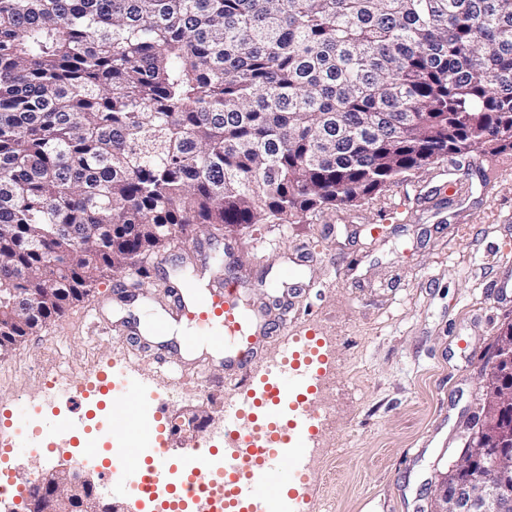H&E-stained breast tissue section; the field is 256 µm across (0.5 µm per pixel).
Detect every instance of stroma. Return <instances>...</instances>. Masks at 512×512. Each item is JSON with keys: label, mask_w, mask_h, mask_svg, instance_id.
<instances>
[{"label": "stroma", "mask_w": 512, "mask_h": 512, "mask_svg": "<svg viewBox=\"0 0 512 512\" xmlns=\"http://www.w3.org/2000/svg\"><path fill=\"white\" fill-rule=\"evenodd\" d=\"M455 193H448L449 185ZM512 261V152L448 156L350 207L295 224H255L214 242L199 236L158 257L152 288L129 296L109 276L84 301L0 358V412L26 444L52 421L93 419L94 447L116 423L111 405L55 393L32 398L42 377L94 381L112 368L122 383L168 398L184 387L176 413L224 416L241 381L225 376L208 345L186 350L145 330L169 311L172 288L206 289L236 279L249 308L270 323L258 358L279 357L283 336L326 343L331 412L309 457V512H430L440 474L458 458L485 398L499 335L512 323V288L496 284ZM168 356L160 364L158 355ZM16 457L21 471L79 463L102 484L101 455L58 448Z\"/></svg>", "instance_id": "35a3bbf8"}]
</instances>
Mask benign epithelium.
Here are the masks:
<instances>
[{
    "instance_id": "benign-epithelium-1",
    "label": "benign epithelium",
    "mask_w": 512,
    "mask_h": 512,
    "mask_svg": "<svg viewBox=\"0 0 512 512\" xmlns=\"http://www.w3.org/2000/svg\"><path fill=\"white\" fill-rule=\"evenodd\" d=\"M21 313L20 322L34 310L22 288L0 292V305ZM488 390L478 431L466 441L458 459L438 483L431 512H512V332L500 336L486 374ZM172 431L177 440L191 442L201 433V422L176 416ZM39 494L28 500L27 512H122L119 504L100 498L95 482L75 466L36 469L32 473Z\"/></svg>"
}]
</instances>
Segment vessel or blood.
<instances>
[{
	"mask_svg": "<svg viewBox=\"0 0 512 512\" xmlns=\"http://www.w3.org/2000/svg\"><path fill=\"white\" fill-rule=\"evenodd\" d=\"M240 301L239 289L221 281L190 301L178 291L172 313L152 325L154 335L165 336L179 322L190 329L191 340L204 338L222 347L225 369L235 371L245 383L240 396L224 405L223 460H216L205 438H197L184 453L187 475L179 493L184 499H199L201 479L214 472L229 493L231 506L245 500L274 502L284 496L289 512H307L306 460L322 428L321 416L308 397L327 371L324 343L313 336H292L283 340L278 360L256 362L254 346L266 327L243 313ZM98 387L119 403L122 417L138 422L141 392L118 385L108 373ZM170 412L168 403L155 405L147 441L118 449L117 465L103 473L113 494L139 498L164 481L169 470Z\"/></svg>",
	"mask_w": 512,
	"mask_h": 512,
	"instance_id": "obj_1",
	"label": "vessel or blood"
}]
</instances>
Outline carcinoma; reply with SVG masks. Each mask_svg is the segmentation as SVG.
<instances>
[{
    "mask_svg": "<svg viewBox=\"0 0 512 512\" xmlns=\"http://www.w3.org/2000/svg\"><path fill=\"white\" fill-rule=\"evenodd\" d=\"M506 151L512 0H0V288L46 322L197 231Z\"/></svg>",
    "mask_w": 512,
    "mask_h": 512,
    "instance_id": "1",
    "label": "carcinoma"
}]
</instances>
